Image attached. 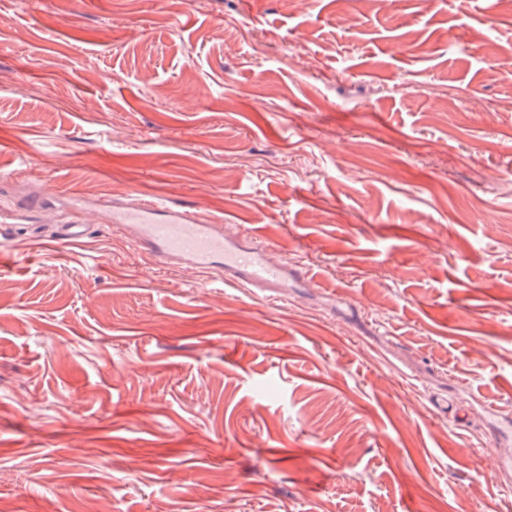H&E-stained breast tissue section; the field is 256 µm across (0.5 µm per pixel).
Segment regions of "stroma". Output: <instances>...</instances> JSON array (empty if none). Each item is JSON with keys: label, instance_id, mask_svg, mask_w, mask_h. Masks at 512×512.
Listing matches in <instances>:
<instances>
[{"label": "stroma", "instance_id": "obj_1", "mask_svg": "<svg viewBox=\"0 0 512 512\" xmlns=\"http://www.w3.org/2000/svg\"><path fill=\"white\" fill-rule=\"evenodd\" d=\"M0 168V512H498L512 0H0ZM142 196L310 287L210 291ZM90 223L84 219H76L71 224H59L55 232L58 242L66 245L79 244L89 234Z\"/></svg>", "mask_w": 512, "mask_h": 512}]
</instances>
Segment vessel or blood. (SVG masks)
I'll return each instance as SVG.
<instances>
[{
  "label": "vessel or blood",
  "instance_id": "vessel-or-blood-1",
  "mask_svg": "<svg viewBox=\"0 0 512 512\" xmlns=\"http://www.w3.org/2000/svg\"><path fill=\"white\" fill-rule=\"evenodd\" d=\"M112 221L133 225L136 244L160 260L178 259L220 273L221 281L241 288L267 289L301 286L302 272H289L287 263L268 259L266 245L227 235L200 213L160 199H150L114 208ZM83 219L58 225V242L74 245L89 233Z\"/></svg>",
  "mask_w": 512,
  "mask_h": 512
}]
</instances>
